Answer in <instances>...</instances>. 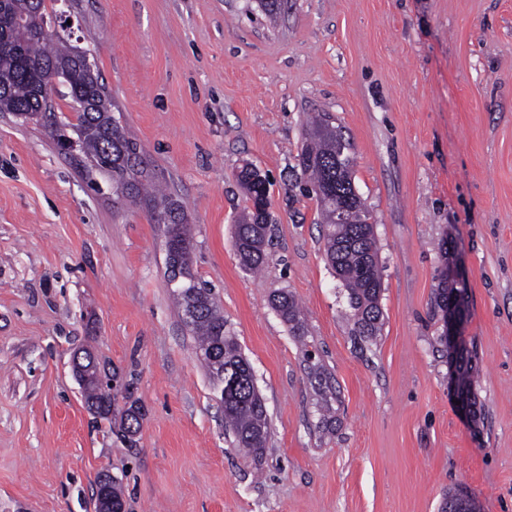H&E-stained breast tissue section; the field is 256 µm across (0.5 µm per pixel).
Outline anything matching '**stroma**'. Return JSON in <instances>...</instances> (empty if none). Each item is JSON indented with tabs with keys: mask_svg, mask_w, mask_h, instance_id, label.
<instances>
[{
	"mask_svg": "<svg viewBox=\"0 0 512 512\" xmlns=\"http://www.w3.org/2000/svg\"><path fill=\"white\" fill-rule=\"evenodd\" d=\"M50 34L91 50L153 182L182 205L192 272L213 288L265 399L263 458L224 429L166 272L167 227L116 194L45 122L0 112V512H440L466 490L512 512V0H58ZM350 145L375 224L384 325L359 344L298 165L307 121ZM270 181L260 272L241 268L236 174ZM467 286L474 406L448 389L434 302ZM292 292L306 343L270 304ZM109 361L135 442L87 409L74 350ZM312 350L336 391L319 427ZM110 481H112L110 476L103 477V484H101L102 479L98 481V486L101 484L97 490V495L100 499L103 509L101 512H112L113 510V512H124V502L117 490L114 481H112V484L110 485V495L112 497V501L108 495L109 488L107 485L110 483Z\"/></svg>",
	"mask_w": 512,
	"mask_h": 512,
	"instance_id": "35a3bbf8",
	"label": "stroma"
}]
</instances>
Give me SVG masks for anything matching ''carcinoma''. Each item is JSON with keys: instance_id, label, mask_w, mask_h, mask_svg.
<instances>
[{"instance_id": "obj_1", "label": "carcinoma", "mask_w": 512, "mask_h": 512, "mask_svg": "<svg viewBox=\"0 0 512 512\" xmlns=\"http://www.w3.org/2000/svg\"><path fill=\"white\" fill-rule=\"evenodd\" d=\"M46 18L44 0H0V38L14 44L15 52L0 55V112H26L29 117L46 116L50 98L41 94L48 83L49 65L64 75L67 83L63 98L70 99L78 113L77 123H50L51 135L59 145L67 136L76 134L80 152L96 169L110 168L115 192L138 197L143 179L140 145L112 111L114 104L97 67L87 68V50L65 40H53L51 34L31 35L11 27V20L28 19L32 11ZM346 144L336 127L326 121L306 125L298 162L309 175L306 192L315 194L323 220L325 259L346 291V320L352 324V335L368 344L379 335L383 312L380 306L382 276L376 247L374 225L352 181L353 159L345 154ZM237 181L245 191L249 206L235 224L234 248L240 265L256 270L267 259L273 218L263 203L268 200L269 181L259 178L251 165L243 166ZM152 216L158 223L168 222L166 266L168 276L176 275L194 287L176 290L182 317L197 339L200 359L220 385L224 406V428L232 434L235 447L244 456L257 460L268 439V417L265 401L256 387L253 369L242 355L237 337L226 329L224 314L211 289L196 280L190 270L191 239L184 221L183 209L170 196L150 197ZM461 290L456 281L443 271L441 288L435 306L448 313V303L458 302ZM272 306L288 323L289 331L302 339L307 329L300 317L293 294L281 291L274 295ZM476 351L462 348L457 358V371L466 392H471L470 372ZM90 410L103 420L112 421V401L90 385L86 391ZM122 433L132 438L140 428L139 413L133 408L121 417ZM470 496L459 490L446 498L442 512H464Z\"/></svg>"}]
</instances>
